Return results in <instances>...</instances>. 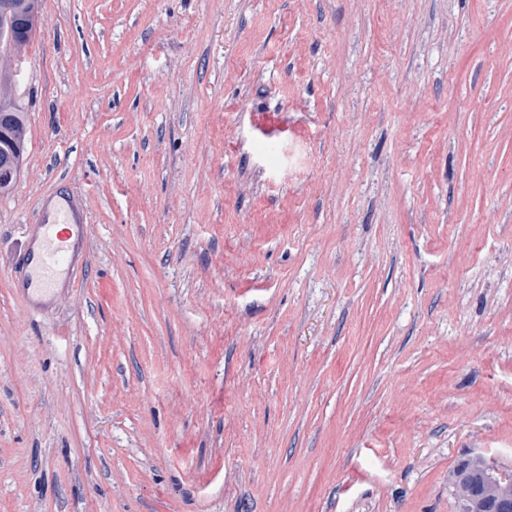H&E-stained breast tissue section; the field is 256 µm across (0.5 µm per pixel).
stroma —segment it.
Listing matches in <instances>:
<instances>
[{"instance_id":"obj_1","label":"stroma","mask_w":512,"mask_h":512,"mask_svg":"<svg viewBox=\"0 0 512 512\" xmlns=\"http://www.w3.org/2000/svg\"><path fill=\"white\" fill-rule=\"evenodd\" d=\"M0 197V512H455L512 461V0H40ZM79 197L85 255L20 254ZM72 207L65 200L55 210L48 209L44 224H38L39 232L36 239L25 242L24 254L28 256L29 265L33 263V271L26 281L23 291L33 300V295H40L50 299L57 290V281L62 274H66L69 264L67 247L58 241L68 238V232L58 235L54 233L56 224H71ZM67 233V234H66ZM40 244L36 246V242ZM34 286L35 288H30ZM458 490L466 492L460 500ZM448 492L458 512H490L495 503L512 499V463L488 465L484 453L470 452L450 471Z\"/></svg>"}]
</instances>
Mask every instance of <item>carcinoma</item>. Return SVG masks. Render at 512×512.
Masks as SVG:
<instances>
[{"label": "carcinoma", "instance_id": "1", "mask_svg": "<svg viewBox=\"0 0 512 512\" xmlns=\"http://www.w3.org/2000/svg\"><path fill=\"white\" fill-rule=\"evenodd\" d=\"M9 16L0 17V51L25 54L42 25L39 0H11ZM30 125L16 84V71L0 67V196L9 193L27 159ZM448 492L457 512H490L512 499V463L488 464L482 452L464 456L448 475Z\"/></svg>", "mask_w": 512, "mask_h": 512}]
</instances>
